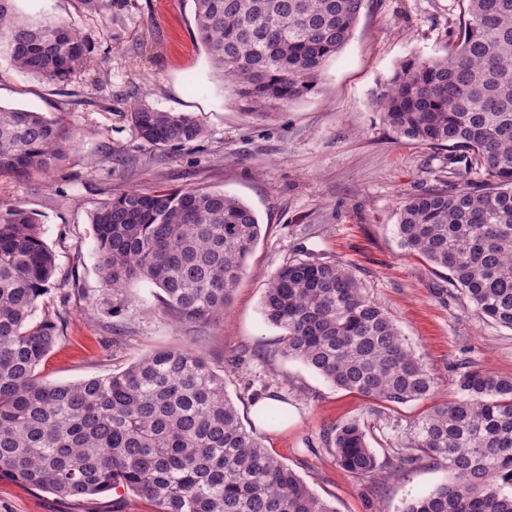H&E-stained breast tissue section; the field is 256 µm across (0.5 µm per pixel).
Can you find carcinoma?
<instances>
[{"instance_id":"carcinoma-1","label":"carcinoma","mask_w":512,"mask_h":512,"mask_svg":"<svg viewBox=\"0 0 512 512\" xmlns=\"http://www.w3.org/2000/svg\"><path fill=\"white\" fill-rule=\"evenodd\" d=\"M0 0V56L18 72L64 83L91 62L75 24ZM462 22L441 57L400 65L380 97L399 139L448 148L449 190L407 198L402 245L452 274L486 319L512 329V0H459ZM195 25L219 78L245 114L314 90L349 42L364 0H194ZM139 139L184 148L204 130L187 113L134 104ZM66 126L0 106V176L54 170L74 148ZM482 177L476 183L468 175ZM102 294L92 309L129 313L128 289L149 282L180 323L224 318L261 235L253 210L195 187L124 190L92 216ZM56 255L35 219L0 201V479L61 498L112 490L153 512H336L247 431L224 377L188 348H163L104 378L49 385L39 367L58 340L36 317L55 287ZM263 313L283 331V354L337 388L392 405L427 399L435 380L395 321L341 264L291 259L276 270ZM459 398L434 404L400 431L404 456L426 457L449 481L402 512H512V377L469 367ZM273 425L286 408L260 410ZM336 465L376 469L365 424L327 435Z\"/></svg>"}]
</instances>
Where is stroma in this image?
I'll list each match as a JSON object with an SVG mask.
<instances>
[{"label": "stroma", "instance_id": "35a3bbf8", "mask_svg": "<svg viewBox=\"0 0 512 512\" xmlns=\"http://www.w3.org/2000/svg\"><path fill=\"white\" fill-rule=\"evenodd\" d=\"M21 8L74 22L92 48L89 67L64 83L19 73L0 57V105L62 120L76 139L48 175L0 177V201L40 224L56 255L47 299L59 338L40 367L50 385L106 377L156 349L187 346L224 378L246 427L336 512H401L448 479L422 458L401 464L394 425L455 399L460 367L512 376V330L486 320L448 270L405 249L396 232L405 198L448 186V152L397 139L377 99L401 63L443 54L459 24L457 0H365L354 34L318 89L265 118L245 115L197 35L193 0H112L106 14L76 0H21ZM192 115L204 128L174 149L140 140L132 104ZM155 186L221 191L254 211L261 236L223 320L178 324L162 292L131 286L135 312H88L101 294L92 215L113 193ZM346 265L395 320L436 381L432 399L389 405L336 388L282 353V332L262 313L266 284L288 260ZM282 400L287 421L265 427L259 404ZM357 418L369 431L376 470L355 477L334 463L325 433ZM0 512H150L137 497L91 500L0 480Z\"/></svg>", "mask_w": 512, "mask_h": 512}]
</instances>
